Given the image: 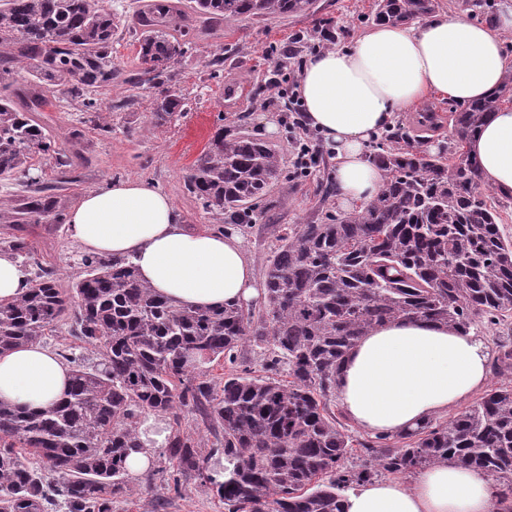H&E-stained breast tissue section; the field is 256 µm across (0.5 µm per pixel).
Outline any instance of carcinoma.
Listing matches in <instances>:
<instances>
[{"label":"carcinoma","instance_id":"obj_1","mask_svg":"<svg viewBox=\"0 0 512 512\" xmlns=\"http://www.w3.org/2000/svg\"><path fill=\"white\" fill-rule=\"evenodd\" d=\"M313 0H193L194 11L226 21L307 14ZM433 0H374L372 19L409 24ZM174 19L156 14L139 39L146 82L161 87L154 115L167 121L183 99L168 88L172 65L189 43L171 34ZM112 13L93 0H0V85L18 64L34 65V85L64 86L85 111H98L91 88L117 78ZM0 99V175L26 174L36 155L56 167L72 156L56 149L29 113ZM512 101V70L491 101L452 112L448 151L430 153L403 125L373 146L382 186L363 209L278 229L263 269L264 297L248 307L186 308L155 293L124 256L82 257L84 276L58 288L24 240L8 249L39 273L16 299L0 302V353L37 344L64 318L71 335L98 349L89 367L70 355L68 391L42 408L0 403V512H112L130 494L125 460L140 447L139 420L177 406L198 412L215 442L207 454L175 430L167 454L172 484L194 479L224 500L225 512H342L344 494L374 478L411 477L440 464L482 470L512 500V385L490 387L446 422L396 435H354L336 406L337 374L349 350L374 328L420 319L468 332L506 327L491 364L512 374V240L481 191L468 143L497 102ZM327 168L316 151L310 171H288L268 142L219 126L196 160L187 191L233 225L250 224L271 188ZM262 349L255 375L246 348ZM224 359V386L201 379ZM39 457L34 469L24 454ZM232 463L218 482L208 459Z\"/></svg>","mask_w":512,"mask_h":512}]
</instances>
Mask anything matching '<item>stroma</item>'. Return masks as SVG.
<instances>
[{"label":"stroma","mask_w":512,"mask_h":512,"mask_svg":"<svg viewBox=\"0 0 512 512\" xmlns=\"http://www.w3.org/2000/svg\"><path fill=\"white\" fill-rule=\"evenodd\" d=\"M179 3L186 22L178 36L191 44L172 67L171 87L185 102L182 112L168 122L156 123L153 112L158 87L131 81L143 67L137 39L140 18L151 10L149 0H96L97 6L111 11L117 21L112 62L121 76L93 93L110 131H101L89 122L87 113L80 111L63 88H50L45 110L33 113L32 118L47 129L59 150L72 155L73 166L58 169L52 161L35 159L34 174L40 179L36 186L21 174L0 176V206L17 211L15 223H0V242L26 238L43 264L54 268L62 287L78 280V260L83 253L70 239L63 214L84 193L107 181H150L172 197L184 224L216 231V220L188 195L186 183L220 118L233 121L238 135L275 145L284 161L292 162L287 113L262 108L254 95L257 86L274 73L279 48L299 46V57L304 60L311 56L313 42L322 39L317 32L320 25L336 31V44L344 47L373 24L374 0H315L313 11L304 16L228 23L195 15L189 0ZM306 32L312 34V42L298 43V34ZM217 53L224 56V68L219 72L207 64ZM229 83L247 90L243 104L231 110L224 107V87ZM40 191L59 200V211L45 213L33 208L32 201ZM335 208V200H321L313 178L274 188L269 206L255 223L239 229L255 269H262L274 248L275 226L305 224ZM131 486L132 494L113 504L112 512H224L223 500L194 480L185 482L177 493L168 491L159 476L134 478Z\"/></svg>","instance_id":"obj_1"}]
</instances>
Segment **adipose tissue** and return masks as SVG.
<instances>
[{
  "mask_svg": "<svg viewBox=\"0 0 512 512\" xmlns=\"http://www.w3.org/2000/svg\"><path fill=\"white\" fill-rule=\"evenodd\" d=\"M512 9L487 23L432 13L412 25L376 24L351 46L310 56L299 94L307 125L335 162L336 202L365 206L381 186L367 147L401 112L428 96L459 103L495 92L512 57L501 33ZM485 184L512 196V109L496 110L468 145ZM67 233L95 255L131 257L142 281L188 307L215 308L258 298L261 285L241 235L193 230L155 184L116 180L87 192L66 217ZM488 378V353L472 334L419 319L373 330L347 354L337 393L348 416L371 433L401 434L447 413ZM70 383L63 360L41 345L0 355V400L40 408ZM165 422L140 425L126 460L144 474L167 441ZM497 491L483 471L432 466L409 479H377L348 492L344 512H494Z\"/></svg>",
  "mask_w": 512,
  "mask_h": 512,
  "instance_id": "obj_1",
  "label": "adipose tissue"
}]
</instances>
